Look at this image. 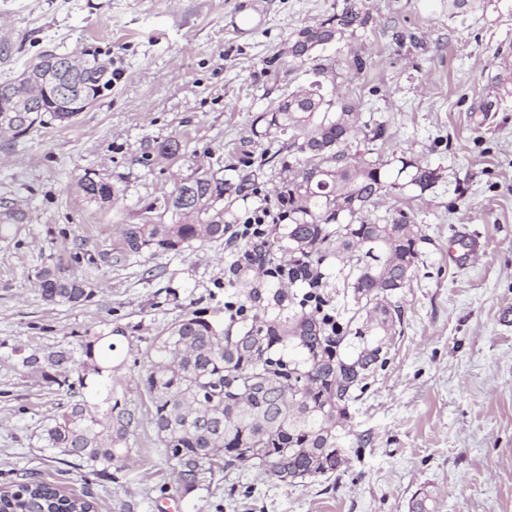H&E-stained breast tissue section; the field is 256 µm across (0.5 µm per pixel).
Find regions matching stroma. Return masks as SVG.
Here are the masks:
<instances>
[{
    "label": "stroma",
    "instance_id": "stroma-1",
    "mask_svg": "<svg viewBox=\"0 0 512 512\" xmlns=\"http://www.w3.org/2000/svg\"><path fill=\"white\" fill-rule=\"evenodd\" d=\"M343 0H0V80L45 49H99L112 87L71 124L50 121L0 139V200L27 214L0 241V486L29 472L97 512H410L427 491L434 512H512V10L475 0L463 15L448 0H368V30L325 53L340 95L385 121L386 151L429 160L443 179L411 200H383L386 224L407 213L429 238L425 263L399 293L404 334L391 361L355 406L350 465L340 476L285 484L244 465L180 498L150 422L140 376L155 336L202 311L224 318L242 240L193 244L100 262L124 225L172 220L177 183L230 166L251 168L238 221L273 207L281 164L257 113L282 90L264 75L289 34ZM254 13L235 36L225 24ZM367 67L355 72L354 57ZM183 151L158 161L159 143ZM111 183V204L88 201L85 173ZM483 252L471 257V239ZM79 261H72V254ZM69 259L92 298L50 305L34 286L42 267ZM122 328L124 366L112 391L141 423L118 479L105 481L44 448L41 433L67 398L19 364L32 348L79 351L86 333Z\"/></svg>",
    "mask_w": 512,
    "mask_h": 512
}]
</instances>
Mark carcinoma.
I'll return each instance as SVG.
<instances>
[{"instance_id":"carcinoma-1","label":"carcinoma","mask_w":512,"mask_h":512,"mask_svg":"<svg viewBox=\"0 0 512 512\" xmlns=\"http://www.w3.org/2000/svg\"><path fill=\"white\" fill-rule=\"evenodd\" d=\"M366 0L343 7L288 37L265 70L274 82L290 66H310L315 80L286 89L253 120L255 137L273 138L282 155L275 189L278 220L237 253L238 287L224 304V322L187 316L155 337L141 383L150 422L180 497L207 490L221 469L249 464L283 483L332 476L349 464L341 439L352 433V408L370 380L390 362L403 310L395 301L423 263L428 238L406 214L391 224L368 217L387 196L423 193L440 179L431 164L405 154L382 155L386 123L365 121L353 102L336 97V73L320 53L367 30ZM68 54L39 53L24 72L50 61L61 86L33 107L14 96L17 78L0 82V137L25 134L42 116L75 121L112 87V59L95 51L72 75ZM200 173L172 192L169 224H127L118 252H179L194 242L220 240L233 229V205L250 185ZM84 196L112 203V184L85 174ZM0 241L17 235L25 213L0 203ZM336 272H331V265ZM42 299L77 306L93 296L89 282L58 262L35 273ZM123 330L81 337V360L64 349H32L20 363L65 390L70 402L43 430L48 451L103 480L127 464L136 411L112 397ZM93 501L66 496L55 485L22 477L0 491V512H94Z\"/></svg>"}]
</instances>
